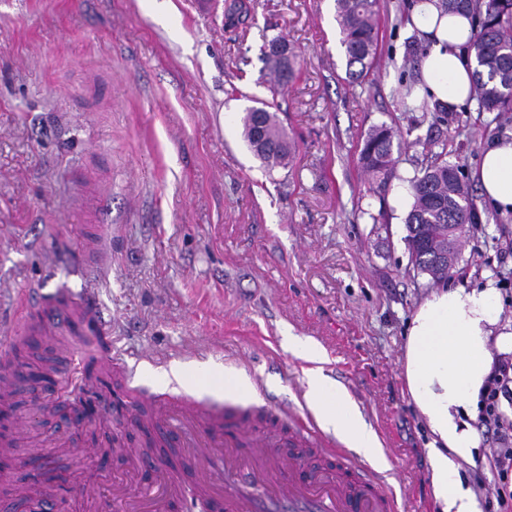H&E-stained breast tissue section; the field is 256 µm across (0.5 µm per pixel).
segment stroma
Here are the masks:
<instances>
[{
    "label": "stroma",
    "mask_w": 512,
    "mask_h": 512,
    "mask_svg": "<svg viewBox=\"0 0 512 512\" xmlns=\"http://www.w3.org/2000/svg\"><path fill=\"white\" fill-rule=\"evenodd\" d=\"M232 0H0V322L18 294L37 287L90 293L112 327V351L139 359L132 377L89 362L86 341L31 340L73 375L105 436L129 434L104 395L130 386L189 398L224 399V373L245 377L250 392L229 395L300 415L308 361L289 336L325 354V376L342 385L376 433L387 461L381 473L399 512H436L428 483L429 433L403 375L407 323L433 288L409 275L406 210L395 189L380 190L359 163L375 126H415L421 142L400 146L399 173L425 143H444L450 163L473 173L487 144L506 135L493 116L469 107L433 124L396 95L411 71L406 0H379L380 54L366 81L349 82L334 0H245L228 25ZM279 37L297 53V77L270 84L262 47ZM276 111L295 141L288 168L267 171L242 136L246 108ZM103 171L95 224L67 202L65 172L91 157ZM482 221L461 249L463 276L451 286L500 289L499 313L512 322V215L479 202ZM187 380L170 387L171 366ZM0 402L23 419L8 458L54 459L72 488L124 471L108 447L88 453L79 436L36 426L31 403ZM480 460L459 463L479 512L496 476L494 440L479 428Z\"/></svg>",
    "instance_id": "1"
}]
</instances>
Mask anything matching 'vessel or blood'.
Returning a JSON list of instances; mask_svg holds the SVG:
<instances>
[{"mask_svg":"<svg viewBox=\"0 0 512 512\" xmlns=\"http://www.w3.org/2000/svg\"><path fill=\"white\" fill-rule=\"evenodd\" d=\"M56 306L53 298L22 291L9 322L0 333L29 334L31 311L42 314V328L80 336V324H99L87 295L68 296ZM151 402L154 423L164 438L177 439L185 460L207 458L209 466L195 490L177 480L171 468L156 471L153 484L124 501L125 512H188L193 499L215 504L219 512H397V499L380 475L354 459L331 437L316 430L311 418H283L269 406L234 409L232 403H194L179 396L147 399L142 391L128 397V411ZM288 421L294 444L288 457L278 456L274 428H255L257 416Z\"/></svg>","mask_w":512,"mask_h":512,"instance_id":"vessel-or-blood-1","label":"vessel or blood"}]
</instances>
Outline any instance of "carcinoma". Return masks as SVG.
Listing matches in <instances>:
<instances>
[{
	"label": "carcinoma",
	"instance_id": "carcinoma-1",
	"mask_svg": "<svg viewBox=\"0 0 512 512\" xmlns=\"http://www.w3.org/2000/svg\"><path fill=\"white\" fill-rule=\"evenodd\" d=\"M443 11L466 10L473 19L470 48L474 52L473 94L478 110L494 114V119L512 123V0H441ZM378 0H336V22L346 60V74L354 81L370 75L378 51ZM287 41L275 38L268 43L264 59L279 85L294 75L293 49L288 54L273 50ZM418 81L401 76L405 99H422L415 94ZM243 138L253 155L269 171L285 169L291 162L294 142L288 137L277 113L270 106L250 107L242 118ZM398 131L382 124L369 130L363 140L359 163L367 177L386 186L394 179L408 185L412 198L405 224L411 265L416 273L433 283L445 282L461 273L458 267L460 242L468 226L481 222L473 189L461 166L450 164L446 150L429 146L413 173L396 172L394 141ZM446 253L449 259L439 260Z\"/></svg>",
	"mask_w": 512,
	"mask_h": 512
}]
</instances>
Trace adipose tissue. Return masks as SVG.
I'll use <instances>...</instances> for the list:
<instances>
[{
    "instance_id": "obj_1",
    "label": "adipose tissue",
    "mask_w": 512,
    "mask_h": 512,
    "mask_svg": "<svg viewBox=\"0 0 512 512\" xmlns=\"http://www.w3.org/2000/svg\"><path fill=\"white\" fill-rule=\"evenodd\" d=\"M408 28L424 44L420 79L433 102L452 111L470 104L474 68L470 15H443L434 0H417ZM473 177L492 208L512 214V139L499 138L487 146ZM496 295L491 286L471 290L437 286L407 327L404 379L431 436L430 487L439 512H477L475 496L463 487L455 462L474 461L479 451L475 422L495 357L512 354V330L499 327ZM288 343L299 357L314 364L307 372L305 399L319 424L348 447L379 460L378 438L354 401L318 369L322 351L296 336Z\"/></svg>"
}]
</instances>
